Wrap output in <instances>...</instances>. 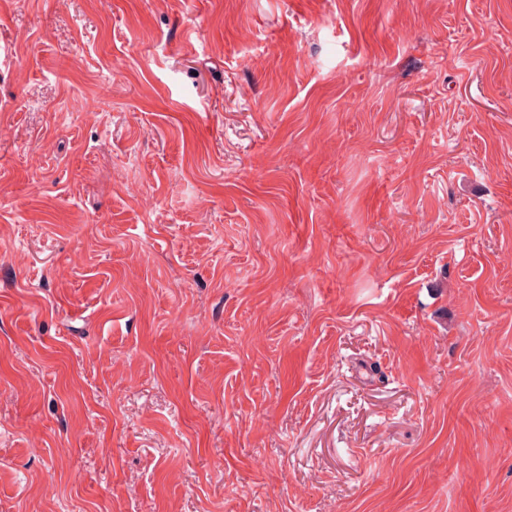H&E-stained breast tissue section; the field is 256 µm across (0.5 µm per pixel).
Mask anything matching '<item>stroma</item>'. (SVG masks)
Returning <instances> with one entry per match:
<instances>
[{
	"label": "stroma",
	"mask_w": 512,
	"mask_h": 512,
	"mask_svg": "<svg viewBox=\"0 0 512 512\" xmlns=\"http://www.w3.org/2000/svg\"><path fill=\"white\" fill-rule=\"evenodd\" d=\"M0 512H512V0H0Z\"/></svg>",
	"instance_id": "obj_1"
}]
</instances>
